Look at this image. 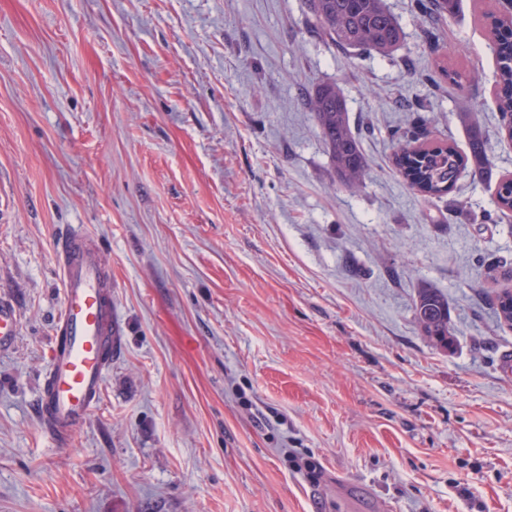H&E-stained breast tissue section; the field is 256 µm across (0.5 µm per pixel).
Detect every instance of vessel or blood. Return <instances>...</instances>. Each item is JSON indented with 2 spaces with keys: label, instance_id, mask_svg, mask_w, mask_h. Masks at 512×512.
I'll return each instance as SVG.
<instances>
[{
  "label": "vessel or blood",
  "instance_id": "b4317fda",
  "mask_svg": "<svg viewBox=\"0 0 512 512\" xmlns=\"http://www.w3.org/2000/svg\"><path fill=\"white\" fill-rule=\"evenodd\" d=\"M63 280V302L46 367L38 417L53 446H68L73 434L95 411L117 342L112 313V281L101 270L96 252L81 228L56 245ZM18 335L15 310L0 302V348Z\"/></svg>",
  "mask_w": 512,
  "mask_h": 512
}]
</instances>
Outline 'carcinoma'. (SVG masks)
<instances>
[{
  "instance_id": "cac0c4a2",
  "label": "carcinoma",
  "mask_w": 512,
  "mask_h": 512,
  "mask_svg": "<svg viewBox=\"0 0 512 512\" xmlns=\"http://www.w3.org/2000/svg\"><path fill=\"white\" fill-rule=\"evenodd\" d=\"M459 0H417V8L430 23L436 24L453 15ZM315 30L341 49H359L389 57L404 39V30L386 7L385 0H305ZM492 48L498 71L497 111L502 127H512V15H500L492 27ZM332 169L341 185L358 189L367 169V159L360 140L350 124L347 100L334 83L317 86L307 98ZM460 119L469 126L467 150L461 152L446 144L422 151L415 146L418 132L409 129L400 138L395 167L403 180L422 196L433 199L449 194L462 171L483 177L491 167L487 138L471 121L468 112ZM495 205L512 211V178L501 179L496 187ZM448 296L429 283L417 289L413 314L421 335L444 353L456 350L458 342L451 324ZM494 316L499 326L512 329V290L496 296Z\"/></svg>"
}]
</instances>
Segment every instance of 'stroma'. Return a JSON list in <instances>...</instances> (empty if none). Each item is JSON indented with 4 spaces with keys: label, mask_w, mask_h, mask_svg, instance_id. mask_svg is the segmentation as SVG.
Segmentation results:
<instances>
[{
    "label": "stroma",
    "mask_w": 512,
    "mask_h": 512,
    "mask_svg": "<svg viewBox=\"0 0 512 512\" xmlns=\"http://www.w3.org/2000/svg\"><path fill=\"white\" fill-rule=\"evenodd\" d=\"M338 49L304 0H0V512H512V177L492 17L460 0L439 42ZM461 80L435 86L440 68ZM339 84L368 170L346 192L305 100ZM492 168L428 200L397 130ZM81 226L120 338L65 448L37 417L62 307L55 245ZM428 281L458 347L414 322ZM494 316L500 327L512 329V290L503 289L494 302ZM18 335V318L15 310L0 302V348L12 345Z\"/></svg>",
    "instance_id": "1"
}]
</instances>
